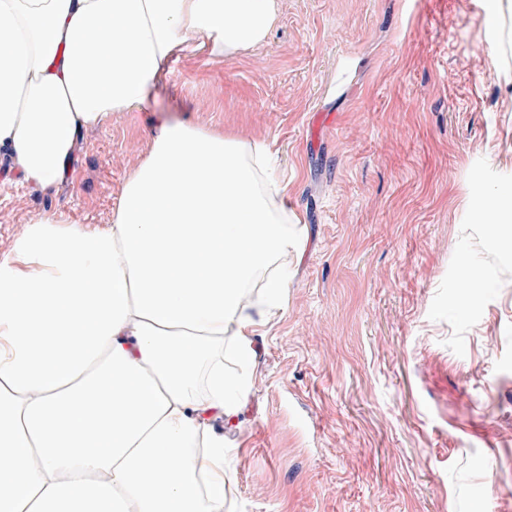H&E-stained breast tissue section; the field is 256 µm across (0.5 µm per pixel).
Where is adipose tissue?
<instances>
[{"mask_svg": "<svg viewBox=\"0 0 512 512\" xmlns=\"http://www.w3.org/2000/svg\"><path fill=\"white\" fill-rule=\"evenodd\" d=\"M277 0H0V147L34 189L142 108L175 53L266 41ZM301 217L264 144L162 123L110 223L36 217L0 257V512H224L255 338ZM232 347L243 369L224 373Z\"/></svg>", "mask_w": 512, "mask_h": 512, "instance_id": "1", "label": "adipose tissue"}]
</instances>
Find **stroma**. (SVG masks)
<instances>
[{"label":"stroma","instance_id":"stroma-1","mask_svg":"<svg viewBox=\"0 0 512 512\" xmlns=\"http://www.w3.org/2000/svg\"><path fill=\"white\" fill-rule=\"evenodd\" d=\"M487 0H280L265 44L176 55L84 130L73 181L0 179V256L34 216L107 224L161 116L271 146L303 218L284 310L225 429L234 512H512V47ZM483 213L490 216L492 219L485 221V224H489L494 227L500 224V220L504 216L512 218V194L507 196H497L482 205Z\"/></svg>","mask_w":512,"mask_h":512}]
</instances>
